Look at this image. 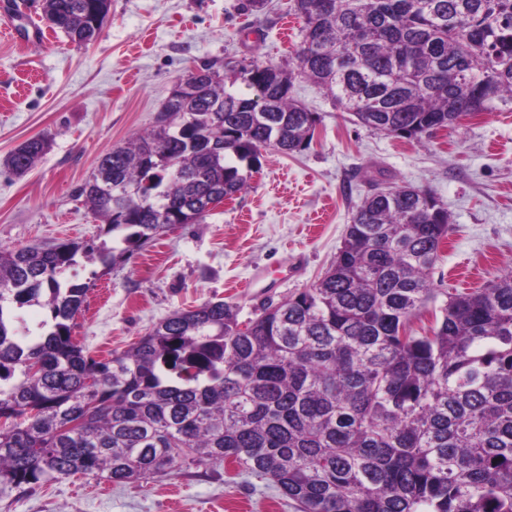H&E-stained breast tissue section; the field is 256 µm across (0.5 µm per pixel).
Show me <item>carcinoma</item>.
<instances>
[{"mask_svg": "<svg viewBox=\"0 0 512 512\" xmlns=\"http://www.w3.org/2000/svg\"><path fill=\"white\" fill-rule=\"evenodd\" d=\"M290 2L303 19L296 69L202 66L188 76L194 96L166 100L77 188L126 248H0V494L223 462L266 477L300 512H512V270L471 292L432 287L449 218L429 190L369 179L318 283L246 322L206 302L107 359L72 336L90 284L60 276L78 256L95 252L109 271L209 214L187 203L244 190L261 149L308 146L318 114L294 98L297 77L370 131L417 143L512 111V0ZM110 6L43 0V14L87 45ZM49 147L30 138L4 164L23 175ZM38 302L53 328L29 341L16 310ZM427 311L432 324L413 328Z\"/></svg>", "mask_w": 512, "mask_h": 512, "instance_id": "carcinoma-1", "label": "carcinoma"}]
</instances>
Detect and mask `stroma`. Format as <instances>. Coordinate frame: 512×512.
Returning a JSON list of instances; mask_svg holds the SVG:
<instances>
[{
    "label": "stroma",
    "instance_id": "stroma-1",
    "mask_svg": "<svg viewBox=\"0 0 512 512\" xmlns=\"http://www.w3.org/2000/svg\"><path fill=\"white\" fill-rule=\"evenodd\" d=\"M112 0L98 37L71 43L41 19V0H0V158L45 134L46 155L16 177L0 166V246L89 241L100 222L76 188L99 156L149 129L174 85L209 62L295 67L303 21L288 0ZM294 97L320 116L311 144L267 148L245 191L200 224H181L103 271L80 261L63 280L90 283L74 334L98 357L127 349L175 310L223 300L251 317L265 299L315 285L328 270L368 177L432 191L450 217L431 273L471 290L512 270V112H482L423 142L377 134L313 83ZM266 271L255 285V268ZM73 478L0 495V512H298L268 480L221 463L78 493Z\"/></svg>",
    "mask_w": 512,
    "mask_h": 512
}]
</instances>
